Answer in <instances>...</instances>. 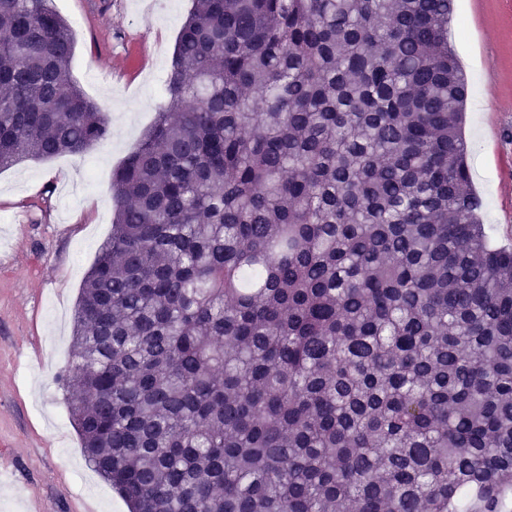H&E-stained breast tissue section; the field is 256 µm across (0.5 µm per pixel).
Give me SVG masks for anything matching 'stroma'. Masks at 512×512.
<instances>
[{
  "label": "stroma",
  "mask_w": 512,
  "mask_h": 512,
  "mask_svg": "<svg viewBox=\"0 0 512 512\" xmlns=\"http://www.w3.org/2000/svg\"><path fill=\"white\" fill-rule=\"evenodd\" d=\"M74 40L73 79L111 135L84 156L0 171V512H129L89 466L57 376L75 304L112 229V172L166 102L191 0H53ZM448 40L466 105L471 189L493 247L512 249V0H455Z\"/></svg>",
  "instance_id": "1"
}]
</instances>
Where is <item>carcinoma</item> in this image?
<instances>
[{
	"instance_id": "cac0c4a2",
	"label": "carcinoma",
	"mask_w": 512,
	"mask_h": 512,
	"mask_svg": "<svg viewBox=\"0 0 512 512\" xmlns=\"http://www.w3.org/2000/svg\"><path fill=\"white\" fill-rule=\"evenodd\" d=\"M0 0V170L110 136ZM453 0H192L59 382L129 512H512V251L467 190Z\"/></svg>"
}]
</instances>
